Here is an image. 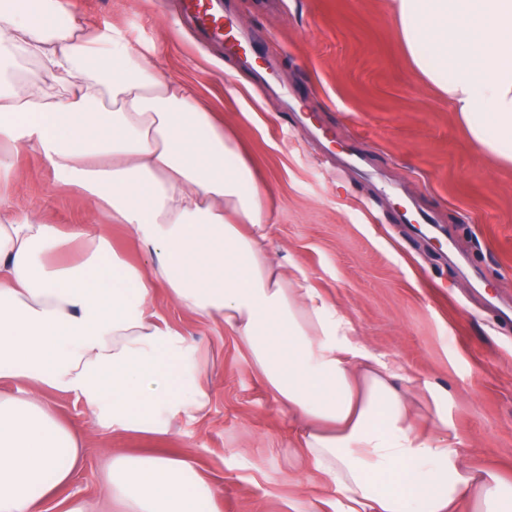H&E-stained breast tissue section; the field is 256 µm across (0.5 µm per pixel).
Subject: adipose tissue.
<instances>
[{
    "label": "adipose tissue",
    "instance_id": "ef3b65f1",
    "mask_svg": "<svg viewBox=\"0 0 512 512\" xmlns=\"http://www.w3.org/2000/svg\"><path fill=\"white\" fill-rule=\"evenodd\" d=\"M402 44L483 154L512 166V0H393ZM68 24L54 23V16ZM49 76L19 74L21 56ZM83 193L96 219L63 228L0 215V512H41L89 438L44 390L73 395L99 428L167 432L205 411L197 347L153 305L157 290L222 321L275 402L298 419V453L337 512H512V481L465 467L433 412L422 433L390 367L304 272L269 248L264 191L223 122L153 50L72 16L69 0H0V171L25 147ZM125 225L150 269L112 245ZM80 263L52 257L64 245ZM186 461L117 456L108 492L124 512H206L211 488Z\"/></svg>",
    "mask_w": 512,
    "mask_h": 512
}]
</instances>
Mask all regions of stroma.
<instances>
[{
	"instance_id": "obj_1",
	"label": "stroma",
	"mask_w": 512,
	"mask_h": 512,
	"mask_svg": "<svg viewBox=\"0 0 512 512\" xmlns=\"http://www.w3.org/2000/svg\"><path fill=\"white\" fill-rule=\"evenodd\" d=\"M76 14L154 49L161 74L190 79L223 118L263 182L270 247L351 318L368 349L405 388L431 391L469 467L512 481V167L481 156L447 98L402 49L391 0H224L251 29L255 71L180 22V0H72ZM10 210L50 224L88 222L80 194L23 149L10 176ZM170 325L202 356L210 402L168 434L93 432L71 483L42 512H113L106 466L115 456L188 460L216 491V512H290L319 491L295 451L299 423L258 380L222 322L158 294Z\"/></svg>"
}]
</instances>
